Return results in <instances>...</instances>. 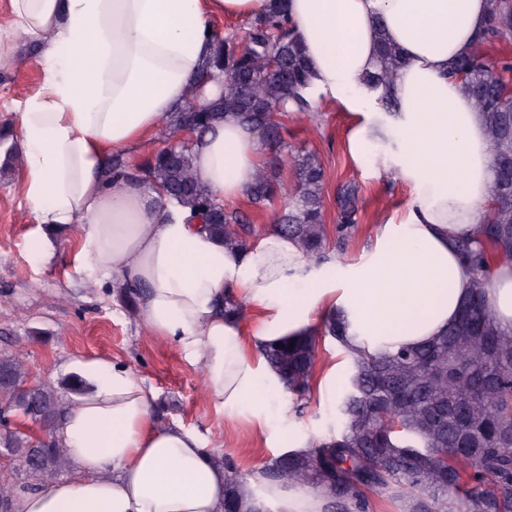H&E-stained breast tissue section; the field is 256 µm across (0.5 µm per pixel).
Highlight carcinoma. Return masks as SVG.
I'll return each instance as SVG.
<instances>
[{"mask_svg":"<svg viewBox=\"0 0 512 512\" xmlns=\"http://www.w3.org/2000/svg\"><path fill=\"white\" fill-rule=\"evenodd\" d=\"M511 34L512 0H493L479 45ZM401 65L396 49L384 41L380 66L366 79L388 112L398 108L389 89ZM511 71V64L498 67L479 50L458 59L449 71L464 80L485 113L494 168L495 207L485 218L482 237L455 242L463 260L479 272L458 321L425 345L349 359L337 405L339 427L308 450L270 459L263 467L268 480L325 494L334 512H363L368 493L387 489L409 499V512H512V334L498 330L484 283L490 263L512 262V94L502 77ZM310 89L304 48L292 34L282 3L273 0L266 13L248 22L247 41L235 33L217 35L194 99L162 119L169 146L135 169L114 156L108 171L114 178L161 188L189 209L190 220H201L224 243L242 247L251 234L247 216L217 203L194 176L192 145L180 138L187 111L197 109L199 136L231 113L252 128H266L269 142L278 148L279 117L290 114L299 121L311 116ZM290 163L292 188L281 183V163H266L247 197L262 209L277 194H288V209L277 217L275 230L295 239L306 256L325 260V168L306 148L294 151ZM358 203V186L338 188L337 242L358 224ZM321 332L344 345L340 319L326 317ZM315 340L313 334L264 350L285 388L299 397L309 391L315 374ZM26 380L18 359L0 358V416L19 413L49 429L61 415L62 398L51 387L30 388ZM0 447L10 449L22 470L44 483L65 467L63 450L51 439L40 441L32 453L28 441L7 423L0 429ZM222 464L224 512L266 509L254 492L243 493L247 477L234 464Z\"/></svg>","mask_w":512,"mask_h":512,"instance_id":"carcinoma-1","label":"carcinoma"}]
</instances>
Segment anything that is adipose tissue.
Instances as JSON below:
<instances>
[{"label":"adipose tissue","mask_w":512,"mask_h":512,"mask_svg":"<svg viewBox=\"0 0 512 512\" xmlns=\"http://www.w3.org/2000/svg\"><path fill=\"white\" fill-rule=\"evenodd\" d=\"M268 2L11 0L13 30L45 45V88L15 114L36 225H76V268L89 284L139 289L150 333L201 369L216 411L261 429L269 409L283 421L291 413L263 350L314 333L316 315L346 322L349 354L443 334L475 281L452 243L479 236L495 206L485 115L464 81L448 76L484 31L491 0H285L313 90L352 117L351 155L393 140L381 169L412 194L400 221L378 225L361 261L317 262L275 232L230 248L158 190L111 179L112 156L130 155L189 98L213 51L212 17H251ZM383 38L403 61L390 89L395 112L366 86ZM264 161L259 134L230 115L193 148L198 179L225 204L246 198ZM228 295L259 322L225 317ZM486 297L499 329L512 332V262L493 264ZM77 366L81 390L52 433L70 473L15 495L10 512H224L218 449L190 427L157 422L155 392L129 369L107 357ZM259 486L284 512H323L311 491L256 472L246 487Z\"/></svg>","instance_id":"1"}]
</instances>
